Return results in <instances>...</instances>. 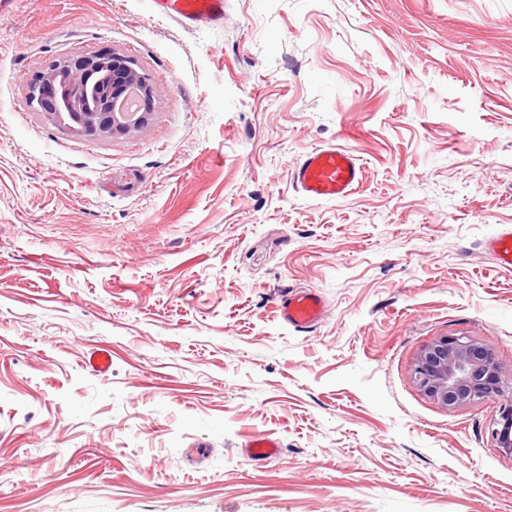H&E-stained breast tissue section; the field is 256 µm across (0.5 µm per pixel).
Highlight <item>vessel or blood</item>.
I'll list each match as a JSON object with an SVG mask.
<instances>
[{
  "label": "vessel or blood",
  "instance_id": "obj_1",
  "mask_svg": "<svg viewBox=\"0 0 512 512\" xmlns=\"http://www.w3.org/2000/svg\"><path fill=\"white\" fill-rule=\"evenodd\" d=\"M155 14L176 18L184 27L219 26L224 22L227 0H151ZM363 167L354 151L336 144L313 148L292 168L296 187L311 200L346 197L363 179ZM487 248L500 268L512 270V225H502L487 241ZM276 307L282 322L308 329L324 319L327 307L315 291H290L280 295ZM250 457L263 462L275 456L279 443L266 435L247 444Z\"/></svg>",
  "mask_w": 512,
  "mask_h": 512
}]
</instances>
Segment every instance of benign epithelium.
I'll use <instances>...</instances> for the list:
<instances>
[{"label":"benign epithelium","instance_id":"7a95c632","mask_svg":"<svg viewBox=\"0 0 512 512\" xmlns=\"http://www.w3.org/2000/svg\"><path fill=\"white\" fill-rule=\"evenodd\" d=\"M159 90L137 62L103 48L49 63L28 82L26 104L61 130L90 140L126 137L149 122ZM412 378L437 405L454 409L495 399L492 438L512 453V369L467 334L443 335L417 356Z\"/></svg>","mask_w":512,"mask_h":512}]
</instances>
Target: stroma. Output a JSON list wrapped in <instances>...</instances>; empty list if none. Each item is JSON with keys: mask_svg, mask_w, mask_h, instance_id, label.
I'll use <instances>...</instances> for the list:
<instances>
[{"mask_svg": "<svg viewBox=\"0 0 512 512\" xmlns=\"http://www.w3.org/2000/svg\"><path fill=\"white\" fill-rule=\"evenodd\" d=\"M103 47L161 93L112 141L25 103ZM360 188L316 202L310 149ZM512 0H229L187 29L149 0L0 13V512H512L496 402L410 378L467 333L512 367ZM310 288L306 331L275 296ZM112 370L84 366L95 348ZM280 444L251 461L249 437ZM363 175L354 151L336 144L309 150L292 168L296 187L311 200L344 198L359 186ZM487 249L502 269L512 270V225L503 224L487 241ZM282 322L294 329H308L324 319L327 307L316 291H288L276 299Z\"/></svg>", "mask_w": 512, "mask_h": 512, "instance_id": "obj_1", "label": "stroma"}]
</instances>
